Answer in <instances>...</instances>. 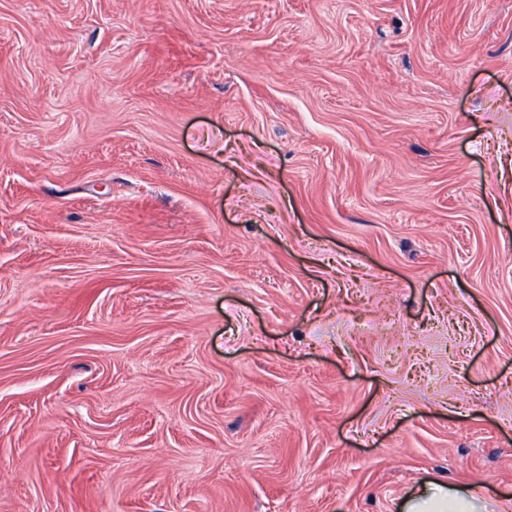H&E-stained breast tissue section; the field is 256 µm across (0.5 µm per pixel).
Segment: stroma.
<instances>
[{"label":"stroma","mask_w":512,"mask_h":512,"mask_svg":"<svg viewBox=\"0 0 512 512\" xmlns=\"http://www.w3.org/2000/svg\"><path fill=\"white\" fill-rule=\"evenodd\" d=\"M512 495V0H0V512Z\"/></svg>","instance_id":"stroma-1"}]
</instances>
